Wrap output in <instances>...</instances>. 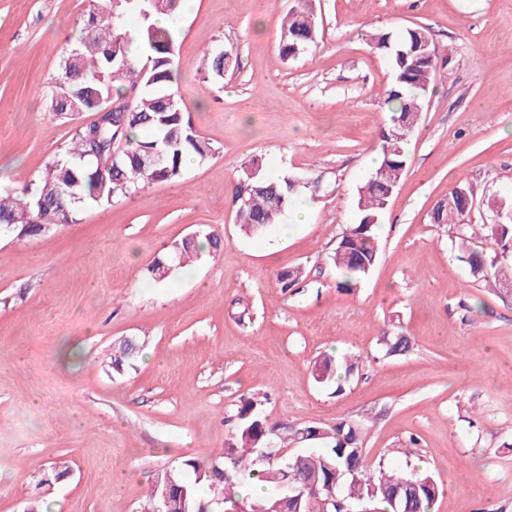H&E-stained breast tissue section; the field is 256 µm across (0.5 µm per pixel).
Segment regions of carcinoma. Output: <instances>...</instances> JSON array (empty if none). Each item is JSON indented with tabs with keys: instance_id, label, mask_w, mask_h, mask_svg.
I'll return each instance as SVG.
<instances>
[{
	"instance_id": "cac0c4a2",
	"label": "carcinoma",
	"mask_w": 512,
	"mask_h": 512,
	"mask_svg": "<svg viewBox=\"0 0 512 512\" xmlns=\"http://www.w3.org/2000/svg\"><path fill=\"white\" fill-rule=\"evenodd\" d=\"M282 20L280 54L290 60L316 42L320 26L312 0H296ZM180 0H91L83 27L75 35L70 50L77 51L78 63L72 69L61 63L59 73L50 81L51 106L56 115H68L76 107L100 110L108 100L122 107L115 116L105 115L79 130L72 146L62 156L47 163L43 174L18 188L0 185V224H11L19 234H36L44 224H69L85 208L101 206L125 195L139 184L176 180L186 158H206L209 143L196 134L184 119L178 95L172 90L175 80L168 49L175 47L178 35L177 15ZM142 21L136 30L126 28V16ZM157 15L170 20V26L150 22ZM424 29L410 28L394 41L388 33L372 36L373 46L384 51L393 72V82L385 90L390 106V126L377 144L378 166L358 188L357 222L343 232L331 261L342 279V287L358 286L376 265L380 248L376 229L390 196L384 186L400 182L406 169V155L392 150L406 146L415 124L405 120L407 112H418L435 80L439 60L435 46L428 42ZM208 75L216 81L238 65V56L230 49L211 48L204 52ZM160 150L165 161L149 165L143 158ZM384 173V184L377 182ZM295 182L290 178L247 174L235 197L236 224L247 235L257 234L278 224L294 200ZM459 206L436 204L432 220L451 224L461 241L466 228L472 227ZM485 238L496 243L512 241V218L491 229ZM209 251L219 249L220 239L211 233L192 236L175 244L148 267L156 282L168 280L177 270L200 256L202 242ZM470 266L483 265L500 282H512V272L503 271L495 259L469 256ZM300 272L282 270L275 276L283 294L297 285ZM137 353V346L125 340L112 348L113 370L120 372ZM350 372L352 365L334 356H325L316 365V380L331 384L341 381L340 370ZM235 431L227 443L228 454L220 460L203 461L195 457L181 460L172 473L178 486L187 490L189 512H251L253 505L270 506L287 496L302 495L299 512H319V502L329 490L347 506L375 496L379 512H431L440 493V484L427 470L406 464L397 469L378 463L366 464L364 435L360 424L339 423L326 429L308 425L294 430L291 437L277 434L268 424L258 401L246 398L238 405ZM314 435L325 447L310 452L288 454L291 484H279L267 471L277 466L258 461L257 449L269 442L285 447L292 440ZM140 512H183L177 495L162 503L159 492L151 489Z\"/></svg>"
}]
</instances>
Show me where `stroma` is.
<instances>
[{"label":"stroma","instance_id":"35a3bbf8","mask_svg":"<svg viewBox=\"0 0 512 512\" xmlns=\"http://www.w3.org/2000/svg\"><path fill=\"white\" fill-rule=\"evenodd\" d=\"M293 0H196L182 10L180 105L212 155L34 235L0 232V512H24L48 465L70 475L51 512H139L158 475L223 456L241 397L282 435L347 421L368 462L411 461L444 491L432 512H512V293L473 273L483 235L460 247L430 213L457 184L471 221L512 205V0H316L322 36L278 50ZM89 0H0V182L23 186L93 112L63 119L49 81ZM421 27L439 52L434 88L406 148L405 175L377 229L380 256L353 291L330 261L355 223L377 162L393 80L374 31ZM239 65L204 81L207 48ZM298 183L303 224L245 236L236 190L251 165ZM224 249L148 278L154 258L196 232ZM300 270L280 294L275 273ZM408 352H391L398 337ZM134 338L114 371L108 352ZM348 356L341 392L316 382ZM343 366H345V374H347L351 371L353 364H348L345 359H336L335 356L326 355L321 359L320 363L316 365L315 372L317 382L326 384L340 382L341 378L338 374Z\"/></svg>","mask_w":512,"mask_h":512}]
</instances>
